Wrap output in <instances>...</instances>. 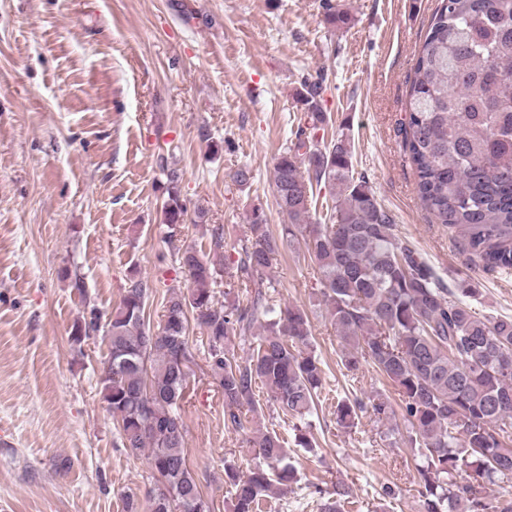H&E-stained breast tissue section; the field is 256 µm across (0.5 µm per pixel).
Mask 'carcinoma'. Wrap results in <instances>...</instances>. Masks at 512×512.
I'll return each instance as SVG.
<instances>
[{
	"label": "carcinoma",
	"mask_w": 512,
	"mask_h": 512,
	"mask_svg": "<svg viewBox=\"0 0 512 512\" xmlns=\"http://www.w3.org/2000/svg\"><path fill=\"white\" fill-rule=\"evenodd\" d=\"M323 79L304 77L297 90L304 117L276 159L273 185L288 216L277 236L253 207L250 237L236 265L241 298L220 305V269L192 244H176L187 207L179 175L167 172L164 223L175 262L188 272L187 291L170 289L157 335L146 315L150 286L132 279L106 322L95 310L72 328L76 344L112 333L101 394L118 425L122 447L145 454L155 484L146 512H211L187 464L180 409L191 362L187 336L193 318L207 338L210 377L224 397V422L238 429L254 416L263 385L297 445L312 447L303 429L317 411L323 363L311 349L309 317L283 305L257 276L303 235L319 277V293L343 343L349 372L365 362L398 391L409 442L424 451L415 484L422 512H512V500L487 494L484 483L512 481V318H489L468 299L478 289L447 288L436 269L394 233L392 214L369 181L355 175L342 134L319 136L326 112ZM405 149L416 191L435 223L453 230L484 267L512 274V0H440L410 79ZM332 202L320 219L314 189ZM256 348L238 358L232 341L253 336ZM393 414L381 393L338 402L345 428L358 414ZM246 471L224 466L233 512H260L262 502L297 478L274 429L259 428ZM467 473L462 478L460 474ZM348 490L319 504L341 512Z\"/></svg>",
	"instance_id": "1"
}]
</instances>
